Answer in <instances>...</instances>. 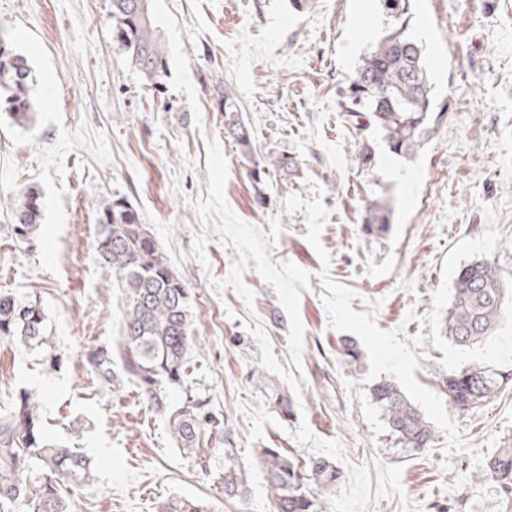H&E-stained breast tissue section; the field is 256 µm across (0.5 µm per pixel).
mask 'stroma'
<instances>
[{
  "mask_svg": "<svg viewBox=\"0 0 512 512\" xmlns=\"http://www.w3.org/2000/svg\"><path fill=\"white\" fill-rule=\"evenodd\" d=\"M150 6L168 52L158 89L114 37L112 0H0L38 103L29 127L0 110V292L40 297L62 357L52 371L39 351L0 340V413L36 390L52 435L89 460L72 512H156L174 495L271 512L255 451L274 445L342 471L321 512H512V488L475 478L512 448V387L459 412L444 385L477 364L512 372V320L469 346L443 333L461 266L485 260L512 278V0H414L408 32L447 110L412 156L339 106L384 31L379 0ZM226 88L251 153L225 132ZM24 187L42 209L20 243L11 224ZM379 197L390 231L369 238L360 225ZM117 198L190 289L191 370L167 400L206 398L229 431L194 459L124 374L125 294L95 250L98 213ZM98 346L112 351L109 389L86 360ZM382 380L430 421L422 454L404 452L373 403ZM276 393L292 418L276 413ZM229 458L247 475L240 499L224 495Z\"/></svg>",
  "mask_w": 512,
  "mask_h": 512,
  "instance_id": "stroma-1",
  "label": "stroma"
}]
</instances>
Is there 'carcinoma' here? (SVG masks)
Segmentation results:
<instances>
[{"label":"carcinoma","mask_w":512,"mask_h":512,"mask_svg":"<svg viewBox=\"0 0 512 512\" xmlns=\"http://www.w3.org/2000/svg\"><path fill=\"white\" fill-rule=\"evenodd\" d=\"M386 14L378 43L361 59L345 101L347 111L368 120L393 152L411 156L435 130L446 107L435 101L434 84L424 60L423 47L408 33L412 0H379ZM112 18L119 42L145 80L157 87L167 75L168 58L162 34L149 0H112ZM14 34L0 30V107L13 124L27 127L37 114L33 98V69L28 57L11 48ZM229 136L250 152L248 128L235 118L239 107L230 94L221 98ZM41 195L21 192L12 230L25 243L37 230ZM389 201L370 203L362 230L380 236L389 229ZM95 249L103 266L119 277L127 296L121 336L131 349L125 369L137 383L139 395L154 413L165 417L180 452L195 458L202 446L217 435L224 444V429L214 430V417L206 401L193 396L183 406L171 408L160 386L177 385L184 378L192 350L190 291L124 198L115 199L98 217ZM512 296V281L484 260H475L457 272L451 305L445 319L448 339L468 346L492 334L505 320V302ZM0 340L17 341L41 349L45 365L55 369L61 358L53 353L46 314L40 301H19L0 293ZM98 381L112 387L108 349L97 347L87 355ZM512 385V373L474 365L448 374V399L455 410L471 411ZM374 403L382 411L393 435L403 447L419 452L430 447L433 430L424 415L388 381L371 387ZM265 474L273 512H319L314 490L332 491L341 472L324 458L303 461L284 448H260L256 453ZM89 478V462L76 449L51 435L42 420L36 392L19 391L9 412L0 417V509L16 505L26 512H69L65 489ZM478 479L504 486L512 484V448H502L489 458ZM247 492L245 472L224 465V495ZM159 512H210L208 505L183 496L163 500Z\"/></svg>","instance_id":"cac0c4a2"}]
</instances>
